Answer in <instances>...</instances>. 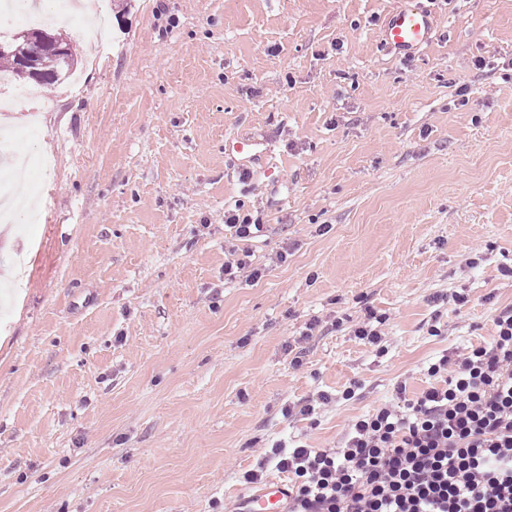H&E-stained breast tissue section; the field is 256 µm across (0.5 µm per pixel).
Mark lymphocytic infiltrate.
I'll return each instance as SVG.
<instances>
[{
	"label": "lymphocytic infiltrate",
	"instance_id": "obj_1",
	"mask_svg": "<svg viewBox=\"0 0 512 512\" xmlns=\"http://www.w3.org/2000/svg\"><path fill=\"white\" fill-rule=\"evenodd\" d=\"M488 342L441 356L404 405L385 404L331 448L273 443L288 512H512V309Z\"/></svg>",
	"mask_w": 512,
	"mask_h": 512
}]
</instances>
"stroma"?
Returning a JSON list of instances; mask_svg holds the SVG:
<instances>
[{"mask_svg": "<svg viewBox=\"0 0 512 512\" xmlns=\"http://www.w3.org/2000/svg\"><path fill=\"white\" fill-rule=\"evenodd\" d=\"M405 2L66 23L80 82L0 114L47 163L12 189L36 220L0 222V512H232L261 448L333 447L488 341L512 309V0H424L435 35L401 59L381 39ZM243 253L258 281L225 279ZM259 216L253 218L249 214L241 216L234 211H225L224 226L229 228L231 233L238 238H252L260 236L264 224Z\"/></svg>", "mask_w": 512, "mask_h": 512, "instance_id": "obj_1", "label": "stroma"}]
</instances>
